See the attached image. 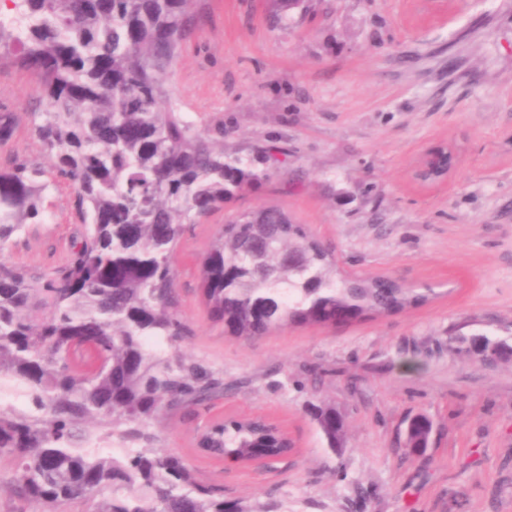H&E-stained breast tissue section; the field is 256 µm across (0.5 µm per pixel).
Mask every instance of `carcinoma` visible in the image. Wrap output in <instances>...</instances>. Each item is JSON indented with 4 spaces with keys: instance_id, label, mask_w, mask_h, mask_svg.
Instances as JSON below:
<instances>
[{
    "instance_id": "obj_1",
    "label": "carcinoma",
    "mask_w": 512,
    "mask_h": 512,
    "mask_svg": "<svg viewBox=\"0 0 512 512\" xmlns=\"http://www.w3.org/2000/svg\"><path fill=\"white\" fill-rule=\"evenodd\" d=\"M22 30L0 23V63L29 71L43 110L32 131L52 167L17 159L0 170V254L25 224L43 220L47 174L75 190L85 226L70 256L41 278L0 263V379L20 386L29 408L0 405V461L15 496L41 512L73 502L83 512H231L224 491L197 483L185 460L151 448L122 459L84 446L118 436L149 438L159 413L204 400L219 385L150 340L187 335L175 312L171 258L184 225L224 207L267 176L224 153L164 99L163 68L186 34L193 0H12ZM15 133L0 113V145ZM202 300L224 333L266 336L291 325H334L414 306L426 295L385 278L336 276L328 248L278 208L224 225L200 263ZM483 357L512 358V345L480 336ZM329 447L336 411L314 408ZM93 421L104 430L81 429ZM199 447L210 457L269 466L292 450L272 423L213 424Z\"/></svg>"
}]
</instances>
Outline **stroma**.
I'll list each match as a JSON object with an SVG mask.
<instances>
[{
    "label": "stroma",
    "mask_w": 512,
    "mask_h": 512,
    "mask_svg": "<svg viewBox=\"0 0 512 512\" xmlns=\"http://www.w3.org/2000/svg\"><path fill=\"white\" fill-rule=\"evenodd\" d=\"M167 105L224 151L278 161L257 186L187 225L173 256L188 329L155 351L224 380L210 401L162 412L150 447L186 458L242 512H512V360L469 356L462 338L512 341V0H311L274 17L270 0H195L164 75ZM35 77L0 65V112L15 134L0 167L48 166L31 133ZM444 146V181L414 171ZM58 182L41 223L1 259L37 278L69 256L82 226ZM274 206L303 225L340 274L429 290L423 305L336 327L226 335L201 300L199 264L225 224ZM334 407L342 445L312 416ZM262 416L293 450L269 469L225 468L197 449L212 423ZM432 424L422 454L410 419Z\"/></svg>",
    "instance_id": "35a3bbf8"
}]
</instances>
